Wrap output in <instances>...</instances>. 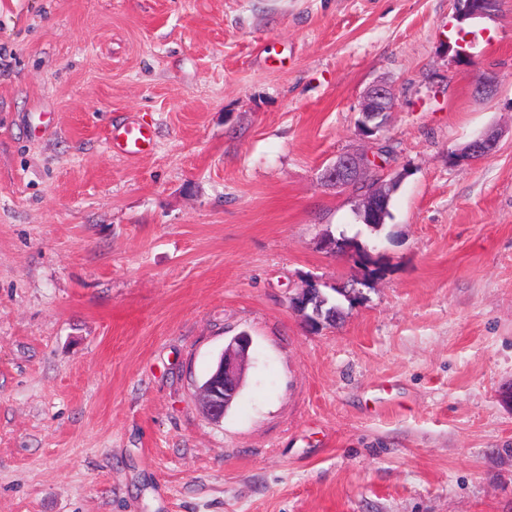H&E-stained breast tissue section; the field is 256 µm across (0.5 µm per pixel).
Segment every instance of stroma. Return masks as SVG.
I'll list each match as a JSON object with an SVG mask.
<instances>
[{
	"instance_id": "35a3bbf8",
	"label": "stroma",
	"mask_w": 512,
	"mask_h": 512,
	"mask_svg": "<svg viewBox=\"0 0 512 512\" xmlns=\"http://www.w3.org/2000/svg\"><path fill=\"white\" fill-rule=\"evenodd\" d=\"M378 80L374 230L318 173ZM312 279L362 296L307 330ZM511 389L512 0H0V512H512ZM108 142L120 155L135 158L153 146V133L143 125L128 123L112 127L108 133ZM497 147V139L493 134H481L468 142L459 153L464 160L484 159L492 155ZM313 285H315V283H310L303 289L302 293L297 297V301L292 304V307L310 330H319L325 325L330 326L331 324H336V315L335 320L333 313L329 314L327 320H324L317 316V312H311L312 298L315 289L311 288ZM251 346L249 334L234 336L224 348V355L216 369L200 389L202 402L213 420L222 419L227 407L236 399L240 389L242 359Z\"/></svg>"
}]
</instances>
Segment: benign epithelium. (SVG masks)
I'll return each instance as SVG.
<instances>
[{"label": "benign epithelium", "mask_w": 512, "mask_h": 512, "mask_svg": "<svg viewBox=\"0 0 512 512\" xmlns=\"http://www.w3.org/2000/svg\"><path fill=\"white\" fill-rule=\"evenodd\" d=\"M493 0H462L461 11L473 17H482L491 12ZM393 110V93L390 85L379 81L366 89L360 108L361 132L365 137L375 136L383 130ZM497 147L496 136L481 134L468 142L459 153L464 160L484 159L492 155ZM370 172V159L365 153L343 152L325 166L319 174V181L325 186L348 188L362 181ZM400 182L393 177L389 182L377 178L361 194L357 211L372 214L377 204L388 199L394 192V185ZM314 289L306 287L292 304L294 311L311 330H318L336 323L333 317L324 320L311 311ZM252 346V338L247 333L234 336L224 348V355L206 384L200 389L202 402L210 417L220 420L227 407L236 399L240 389L242 359Z\"/></svg>", "instance_id": "benign-epithelium-1"}]
</instances>
